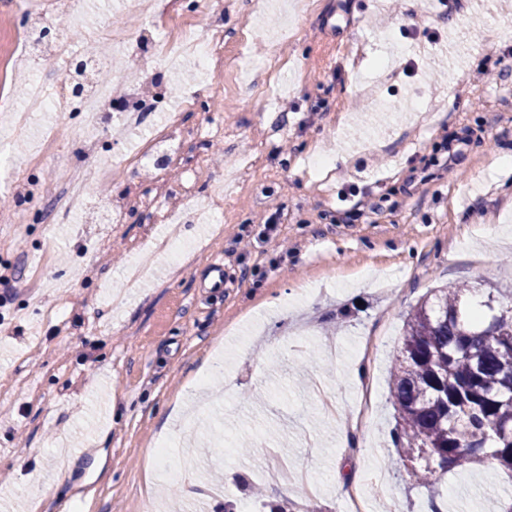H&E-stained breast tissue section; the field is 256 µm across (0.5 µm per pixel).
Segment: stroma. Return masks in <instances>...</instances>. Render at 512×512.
<instances>
[{
  "label": "stroma",
  "instance_id": "1",
  "mask_svg": "<svg viewBox=\"0 0 512 512\" xmlns=\"http://www.w3.org/2000/svg\"><path fill=\"white\" fill-rule=\"evenodd\" d=\"M422 2L419 13L391 0H285L262 12L258 0H228L223 71L189 58L156 72L174 107L201 95L224 124L194 147L206 160L195 200L223 221L184 225L196 256L180 275L146 247L162 229L157 213L41 222L40 196L17 201L16 182L52 183L111 154L112 141L42 112L35 128L56 136L35 156L13 132L25 62L13 28H0V277L10 280L0 284V512H62L70 499L81 512H224L258 487L271 505L288 493L295 512H350L352 498L371 499L376 474L398 512L512 502V480L480 466L449 471L430 496L391 439V366L409 310L463 282L512 289V0ZM107 13L163 40L210 21L200 7L88 0L65 28H95ZM396 49V75L375 86L370 54ZM490 70L500 80L488 82ZM406 97L418 111L394 110ZM270 128L281 134L268 146ZM456 134L467 140L446 170L444 138ZM338 144L352 153L347 168L312 174L310 154ZM179 175L118 168L92 199ZM413 176L426 184L412 188ZM358 200L363 215L344 221ZM275 210L277 236L259 239L257 218ZM217 257L232 282L221 295L202 286ZM320 387L335 417L319 411ZM365 403L364 424L337 440ZM219 420L242 450L212 448ZM185 434L214 461L187 470L152 457L154 439ZM272 458L307 472L315 492L267 481ZM20 468L43 496L19 486ZM211 472L224 481H207Z\"/></svg>",
  "mask_w": 512,
  "mask_h": 512
}]
</instances>
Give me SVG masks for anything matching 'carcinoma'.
<instances>
[{
	"mask_svg": "<svg viewBox=\"0 0 512 512\" xmlns=\"http://www.w3.org/2000/svg\"><path fill=\"white\" fill-rule=\"evenodd\" d=\"M472 293L440 288L414 306L393 361V444L435 493L452 469L512 472V292Z\"/></svg>",
	"mask_w": 512,
	"mask_h": 512,
	"instance_id": "carcinoma-1",
	"label": "carcinoma"
}]
</instances>
